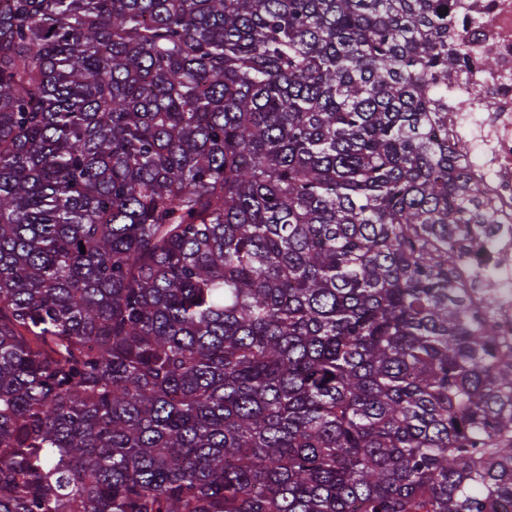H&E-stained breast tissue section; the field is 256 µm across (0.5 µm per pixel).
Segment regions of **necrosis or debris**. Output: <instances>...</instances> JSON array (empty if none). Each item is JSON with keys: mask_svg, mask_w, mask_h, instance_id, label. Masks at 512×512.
I'll return each mask as SVG.
<instances>
[{"mask_svg": "<svg viewBox=\"0 0 512 512\" xmlns=\"http://www.w3.org/2000/svg\"><path fill=\"white\" fill-rule=\"evenodd\" d=\"M461 9L480 14V32L468 48L470 67L453 77L448 90L465 113L453 133L461 159L481 152L483 165H473L483 180L496 219L512 228V0H459ZM493 66H484L485 56Z\"/></svg>", "mask_w": 512, "mask_h": 512, "instance_id": "necrosis-or-debris-1", "label": "necrosis or debris"}]
</instances>
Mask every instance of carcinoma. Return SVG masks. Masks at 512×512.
Returning <instances> with one entry per match:
<instances>
[{
  "label": "carcinoma",
  "mask_w": 512,
  "mask_h": 512,
  "mask_svg": "<svg viewBox=\"0 0 512 512\" xmlns=\"http://www.w3.org/2000/svg\"><path fill=\"white\" fill-rule=\"evenodd\" d=\"M476 23L0 0V512H512Z\"/></svg>",
  "instance_id": "cac0c4a2"
}]
</instances>
